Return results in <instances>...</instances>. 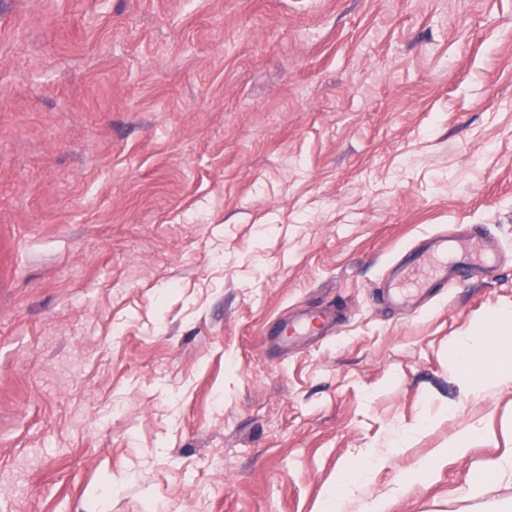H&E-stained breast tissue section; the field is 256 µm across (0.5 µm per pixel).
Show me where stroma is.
<instances>
[{
	"mask_svg": "<svg viewBox=\"0 0 512 512\" xmlns=\"http://www.w3.org/2000/svg\"><path fill=\"white\" fill-rule=\"evenodd\" d=\"M459 224L498 270L376 309ZM504 308L512 0H0V512H512ZM336 329V308L319 309L284 322L277 330L285 344L307 336H327ZM497 326L511 329V310L481 320L480 346L470 345L464 336L458 341L454 365L466 394L484 391L491 385L512 383V342L507 343L499 336Z\"/></svg>",
	"mask_w": 512,
	"mask_h": 512,
	"instance_id": "stroma-1",
	"label": "stroma"
}]
</instances>
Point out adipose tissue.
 Here are the masks:
<instances>
[{
    "label": "adipose tissue",
    "mask_w": 512,
    "mask_h": 512,
    "mask_svg": "<svg viewBox=\"0 0 512 512\" xmlns=\"http://www.w3.org/2000/svg\"><path fill=\"white\" fill-rule=\"evenodd\" d=\"M511 327L512 311L506 309L481 320V345L473 346L467 338H460L455 369L465 393L473 394L492 385L512 383V342L499 335L500 330Z\"/></svg>",
    "instance_id": "adipose-tissue-1"
}]
</instances>
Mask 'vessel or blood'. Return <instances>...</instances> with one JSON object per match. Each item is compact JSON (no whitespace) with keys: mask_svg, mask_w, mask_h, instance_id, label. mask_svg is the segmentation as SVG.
<instances>
[{"mask_svg":"<svg viewBox=\"0 0 512 512\" xmlns=\"http://www.w3.org/2000/svg\"><path fill=\"white\" fill-rule=\"evenodd\" d=\"M497 255L492 243L473 229L461 225L455 235H437L426 247L405 254L394 270V280L381 290L376 302L389 308L420 307L435 289L465 278L475 271L495 269ZM336 328L332 308L308 312L284 322L277 330L284 343L307 336H325Z\"/></svg>","mask_w":512,"mask_h":512,"instance_id":"vessel-or-blood-1","label":"vessel or blood"}]
</instances>
